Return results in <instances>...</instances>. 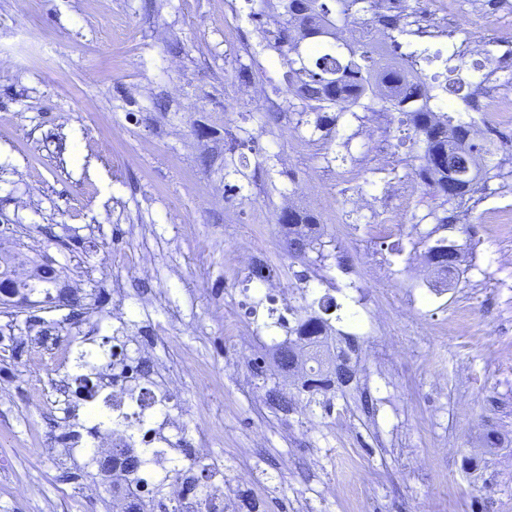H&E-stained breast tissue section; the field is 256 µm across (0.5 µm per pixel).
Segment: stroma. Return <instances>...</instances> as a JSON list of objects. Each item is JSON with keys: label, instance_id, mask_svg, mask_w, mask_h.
Here are the masks:
<instances>
[{"label": "stroma", "instance_id": "stroma-1", "mask_svg": "<svg viewBox=\"0 0 512 512\" xmlns=\"http://www.w3.org/2000/svg\"><path fill=\"white\" fill-rule=\"evenodd\" d=\"M407 3L406 42L439 56L427 75L453 66L476 99L512 97V0ZM251 8L0 0V239L48 243L82 274L76 306L0 313V512H112L70 393L117 344L168 397L159 437L190 454L209 438L197 490L223 484L236 512H512V162L493 154L473 197H432L400 113L317 127ZM463 40L478 54L452 58ZM289 205L321 233L303 262L276 222ZM440 238L469 253L427 287L416 260ZM249 247L282 294L226 266ZM324 297L359 383L310 405L269 349L291 336L280 317Z\"/></svg>", "mask_w": 512, "mask_h": 512}]
</instances>
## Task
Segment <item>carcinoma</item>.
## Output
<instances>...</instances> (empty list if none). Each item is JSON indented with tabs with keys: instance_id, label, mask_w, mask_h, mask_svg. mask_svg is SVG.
<instances>
[{
	"instance_id": "1",
	"label": "carcinoma",
	"mask_w": 512,
	"mask_h": 512,
	"mask_svg": "<svg viewBox=\"0 0 512 512\" xmlns=\"http://www.w3.org/2000/svg\"><path fill=\"white\" fill-rule=\"evenodd\" d=\"M364 0H279L284 17H298L296 24L284 22L276 38L280 63L286 68L287 89L311 111L318 114L317 124L333 125L336 116L328 111L338 103L347 101L350 107L369 111L375 102L373 88L376 77L378 48L373 43L355 39L336 42L338 24L348 23L356 13L367 10ZM402 12L389 8L378 16V23L389 35L387 52L400 57L381 74L387 85L388 96L382 106L390 105L394 111L406 116L415 135L425 143L420 156L417 175L429 191L445 203H452L473 195L480 190L482 181L488 179L491 169L485 164L490 148L472 137L467 123H453L446 112H436L430 105L424 88L407 79V71L429 57L420 52L400 53L403 48L399 37L407 30L402 24ZM286 230L288 255L303 259L307 250L314 247L316 219L307 212L288 210L277 218ZM428 257L435 270L452 275L458 270L462 249L440 239L428 248ZM42 279L36 277L27 283L28 291L50 293L56 274ZM356 351L354 340L346 341V348L335 353L315 346L309 359L316 363L310 368L307 381L301 390L308 402H317L315 396L329 390L343 391L356 380L357 368L351 363V353ZM144 453L126 447L118 464L130 473H136L143 463Z\"/></svg>"
}]
</instances>
